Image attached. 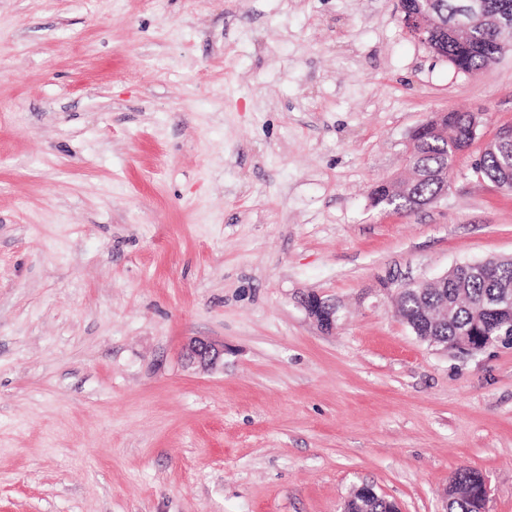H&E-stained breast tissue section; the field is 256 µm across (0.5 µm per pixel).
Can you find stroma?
Returning <instances> with one entry per match:
<instances>
[{"label": "stroma", "mask_w": 512, "mask_h": 512, "mask_svg": "<svg viewBox=\"0 0 512 512\" xmlns=\"http://www.w3.org/2000/svg\"><path fill=\"white\" fill-rule=\"evenodd\" d=\"M452 110L483 123L447 192L373 207ZM508 126L512 53L460 73L399 0H0V512H341L364 483L445 512L462 467L512 512V346L443 352L395 302L512 257L474 169ZM304 306L308 314L325 330H332L336 325V304L322 299L318 295L305 298ZM185 364L198 372L209 373L224 367V345L206 337H189L183 346Z\"/></svg>", "instance_id": "1"}]
</instances>
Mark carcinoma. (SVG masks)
I'll return each instance as SVG.
<instances>
[{
	"label": "carcinoma",
	"instance_id": "carcinoma-1",
	"mask_svg": "<svg viewBox=\"0 0 512 512\" xmlns=\"http://www.w3.org/2000/svg\"><path fill=\"white\" fill-rule=\"evenodd\" d=\"M464 0H431L432 15L451 23ZM486 20L463 35L443 32L428 50L444 58L456 70L473 73L485 69L499 57L502 33L495 24L500 19L512 27V0H484ZM476 135L471 113L451 111L438 125L427 128L408 148L409 187L405 190L377 184L371 192L375 207H399L409 213L422 202L438 199L447 189L445 173L452 170L457 152L468 147ZM475 169L482 177L506 191H512V143L506 148L479 157ZM399 306L407 307L406 323L417 317V303L436 305L448 300V321L435 335L454 346L460 336H512V259H489L479 272L463 265L448 270L446 288H403L397 294ZM483 475L469 468L457 470L447 498V512H479V488ZM351 512H396L397 504L380 494L363 500V507L348 504Z\"/></svg>",
	"mask_w": 512,
	"mask_h": 512
}]
</instances>
